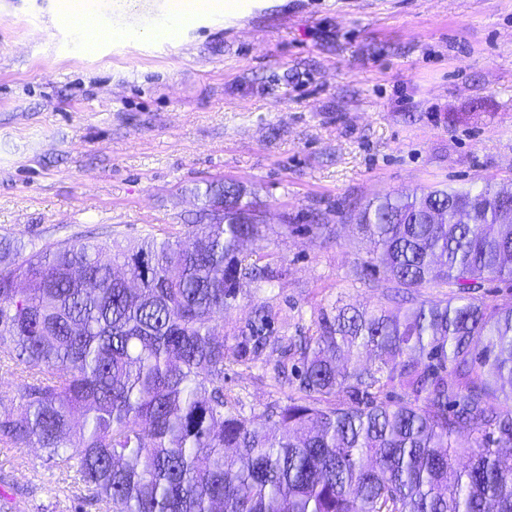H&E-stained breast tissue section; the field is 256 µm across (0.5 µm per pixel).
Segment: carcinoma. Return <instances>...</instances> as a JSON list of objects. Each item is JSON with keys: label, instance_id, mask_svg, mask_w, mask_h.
I'll return each instance as SVG.
<instances>
[{"label": "carcinoma", "instance_id": "carcinoma-1", "mask_svg": "<svg viewBox=\"0 0 512 512\" xmlns=\"http://www.w3.org/2000/svg\"><path fill=\"white\" fill-rule=\"evenodd\" d=\"M245 196L213 182L191 230L125 245L19 259L0 240V359L24 405L0 411V443L76 471L106 512H512V301L485 296L512 288V189L376 197L355 220L385 306L296 341L261 305L228 347L214 322L268 276L241 255L263 228ZM267 351L301 396L256 421L224 366Z\"/></svg>", "mask_w": 512, "mask_h": 512}]
</instances>
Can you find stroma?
<instances>
[{
    "label": "stroma",
    "mask_w": 512,
    "mask_h": 512,
    "mask_svg": "<svg viewBox=\"0 0 512 512\" xmlns=\"http://www.w3.org/2000/svg\"><path fill=\"white\" fill-rule=\"evenodd\" d=\"M183 0H83L110 37L82 46L63 0H0V236L24 251L101 233L182 231L210 182L258 202L265 237L216 336L258 305L305 336L338 304L370 308L382 273L349 218L376 196L512 186V0H250L169 36ZM332 234H317L316 225ZM263 365L226 369L246 417L294 395ZM21 512H104L37 448L0 446Z\"/></svg>",
    "instance_id": "obj_1"
}]
</instances>
